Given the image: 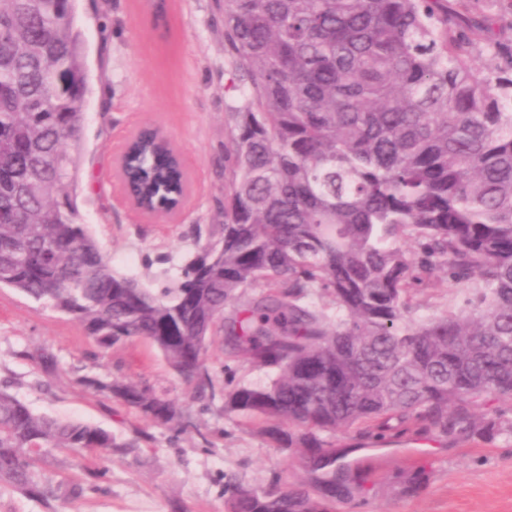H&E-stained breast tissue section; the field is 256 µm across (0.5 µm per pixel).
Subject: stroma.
<instances>
[{
	"mask_svg": "<svg viewBox=\"0 0 512 512\" xmlns=\"http://www.w3.org/2000/svg\"><path fill=\"white\" fill-rule=\"evenodd\" d=\"M79 0L76 25L85 48L89 102L80 144L78 216L113 269L160 289L193 259L199 232L224 221L226 150L235 116L248 103L229 78L236 63L224 50L221 0ZM461 15L493 20V34L512 46V0H448ZM147 124L160 128L178 152L190 188L175 215L146 216L128 201L120 172L126 142ZM56 358L47 373L32 359ZM215 385L197 396L150 343L133 340L104 350L71 316L22 293L0 288V380L38 414L95 424L124 453L102 456L50 450L36 467L57 495L50 502L0 483V512H224L223 487L235 477L254 487L272 475L319 492L320 473L298 452H284L259 422L224 411V392L260 384L270 369L228 355L223 332L207 351ZM85 377L125 379L177 403L186 418L176 433L136 409L82 385ZM337 455L362 477L337 496L336 512H512V443H453L419 434L377 447L339 435ZM419 465L430 478L416 496L400 495L395 475Z\"/></svg>",
	"mask_w": 512,
	"mask_h": 512,
	"instance_id": "35a3bbf8",
	"label": "stroma"
}]
</instances>
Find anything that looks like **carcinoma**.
<instances>
[{"instance_id": "1", "label": "carcinoma", "mask_w": 512, "mask_h": 512, "mask_svg": "<svg viewBox=\"0 0 512 512\" xmlns=\"http://www.w3.org/2000/svg\"><path fill=\"white\" fill-rule=\"evenodd\" d=\"M236 113L224 223L160 290L112 270L75 201L89 94L76 0H0V287L73 317L102 349L135 339L215 394L206 355L225 322L234 350L274 370L224 392L282 450L305 449L320 495L277 475L224 483L225 512H336L350 481L329 439L410 431L512 439V68L475 65L447 0H223ZM123 173L147 209L184 194L176 155L144 134ZM441 270L458 296L413 318ZM268 292L232 317L247 290ZM176 428L147 388L84 380ZM131 447L94 424L34 413L0 381V482L46 499L47 448ZM429 472L400 477L414 495Z\"/></svg>"}]
</instances>
